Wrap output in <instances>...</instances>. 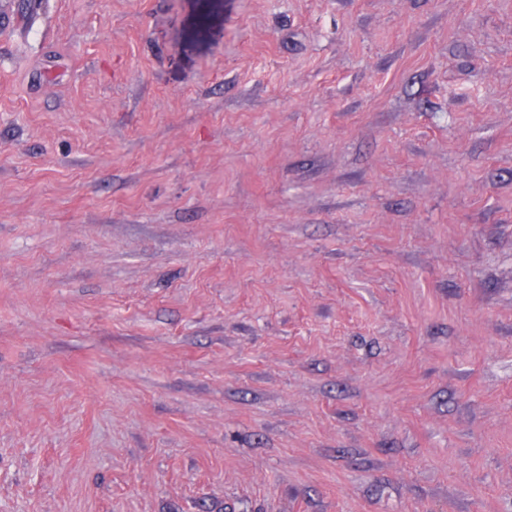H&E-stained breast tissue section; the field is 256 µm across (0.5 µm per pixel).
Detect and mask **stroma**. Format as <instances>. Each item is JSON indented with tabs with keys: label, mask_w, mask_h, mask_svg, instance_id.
I'll use <instances>...</instances> for the list:
<instances>
[{
	"label": "stroma",
	"mask_w": 512,
	"mask_h": 512,
	"mask_svg": "<svg viewBox=\"0 0 512 512\" xmlns=\"http://www.w3.org/2000/svg\"><path fill=\"white\" fill-rule=\"evenodd\" d=\"M0 512H512V0H0Z\"/></svg>",
	"instance_id": "obj_1"
}]
</instances>
